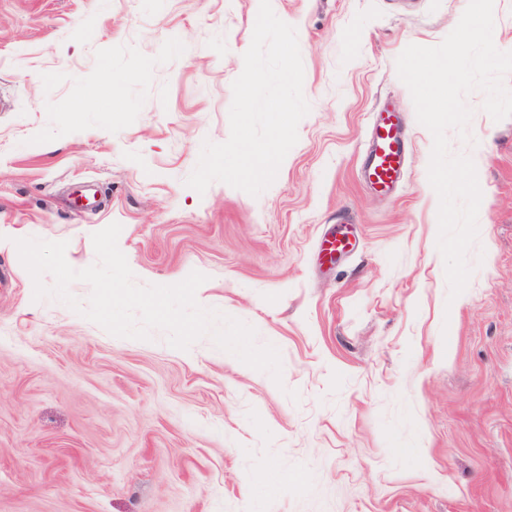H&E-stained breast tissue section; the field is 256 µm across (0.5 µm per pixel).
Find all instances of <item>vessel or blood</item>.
I'll list each match as a JSON object with an SVG mask.
<instances>
[{"instance_id":"b4317fda","label":"vessel or blood","mask_w":512,"mask_h":512,"mask_svg":"<svg viewBox=\"0 0 512 512\" xmlns=\"http://www.w3.org/2000/svg\"><path fill=\"white\" fill-rule=\"evenodd\" d=\"M410 154L402 138L399 123L392 112L380 109L372 123L370 141L360 163L362 179L369 185L389 192L409 168Z\"/></svg>"}]
</instances>
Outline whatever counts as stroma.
Here are the masks:
<instances>
[{"label":"stroma","instance_id":"1","mask_svg":"<svg viewBox=\"0 0 512 512\" xmlns=\"http://www.w3.org/2000/svg\"><path fill=\"white\" fill-rule=\"evenodd\" d=\"M468 2L271 0L310 111L254 197L185 181L230 135L260 0H0V512H512V117L476 90L470 141L448 133L482 191L449 299L433 138L396 70ZM385 106L412 156L387 195L357 177ZM114 222L136 283L206 275L198 304L275 345L281 382L34 300L16 240L80 270Z\"/></svg>","mask_w":512,"mask_h":512}]
</instances>
